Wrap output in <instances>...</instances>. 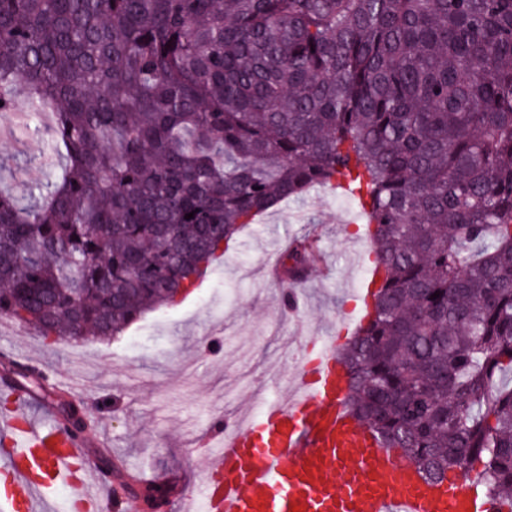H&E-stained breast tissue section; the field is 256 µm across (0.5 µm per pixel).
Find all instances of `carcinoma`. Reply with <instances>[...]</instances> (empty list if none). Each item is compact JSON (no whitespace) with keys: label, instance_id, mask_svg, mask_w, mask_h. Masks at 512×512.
<instances>
[{"label":"carcinoma","instance_id":"1","mask_svg":"<svg viewBox=\"0 0 512 512\" xmlns=\"http://www.w3.org/2000/svg\"><path fill=\"white\" fill-rule=\"evenodd\" d=\"M18 82L65 164L0 191L1 316L116 336L270 202L345 182L375 255L349 409L512 512V0H0V115ZM318 254L296 237L283 276Z\"/></svg>","mask_w":512,"mask_h":512}]
</instances>
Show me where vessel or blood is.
<instances>
[{"label":"vessel or blood","instance_id":"1","mask_svg":"<svg viewBox=\"0 0 512 512\" xmlns=\"http://www.w3.org/2000/svg\"><path fill=\"white\" fill-rule=\"evenodd\" d=\"M346 391L330 336L287 395L216 429L200 492L185 498L189 512H492L473 485L427 482L382 447L347 411ZM0 439V471L14 487L0 512H51L53 478L74 488L84 512L98 508L81 439L18 409L0 421Z\"/></svg>","mask_w":512,"mask_h":512}]
</instances>
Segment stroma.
Masks as SVG:
<instances>
[{"instance_id":"stroma-1","label":"stroma","mask_w":512,"mask_h":512,"mask_svg":"<svg viewBox=\"0 0 512 512\" xmlns=\"http://www.w3.org/2000/svg\"><path fill=\"white\" fill-rule=\"evenodd\" d=\"M30 123L21 112L0 116V189L18 196L60 170L48 135H31ZM358 215L350 197L313 188L244 229L194 293L120 336L53 341L16 324L0 329V362L40 369L48 392L30 400L32 411L56 422L57 400L71 403L86 421L88 457L104 453L167 483L165 512H181L206 464L213 421H233L255 389L278 391L331 326L352 324L350 291L368 276L356 250L370 245ZM307 232L320 256L289 307L275 260Z\"/></svg>"}]
</instances>
